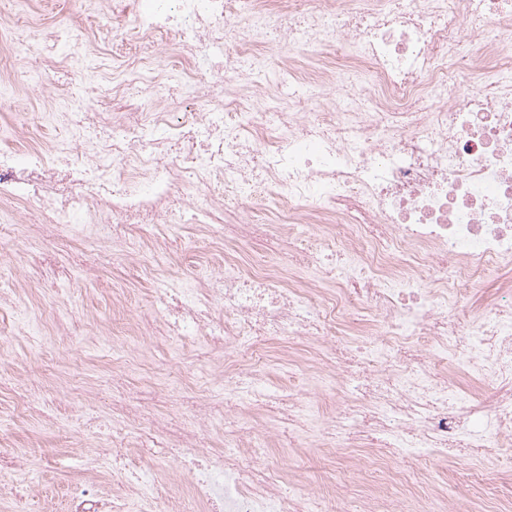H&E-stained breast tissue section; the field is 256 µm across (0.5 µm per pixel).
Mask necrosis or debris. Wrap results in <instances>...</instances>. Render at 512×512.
Masks as SVG:
<instances>
[{"label":"necrosis or debris","instance_id":"necrosis-or-debris-1","mask_svg":"<svg viewBox=\"0 0 512 512\" xmlns=\"http://www.w3.org/2000/svg\"><path fill=\"white\" fill-rule=\"evenodd\" d=\"M137 0L131 25L63 40L38 24L25 40L35 72L68 67L103 46L132 42L138 75L151 59L175 62L155 102L128 112H91L88 97L122 99L124 81L93 86L50 120L69 146L20 156L0 150V201L21 204L43 236L86 220L138 223L168 212L176 185L205 176L192 216L208 223L229 201L272 197L284 224H322L332 243L292 237L288 256L311 280L225 258L218 274L179 286L162 315L173 342L220 350L224 413L246 416L275 401L289 414L293 387L270 388L261 354L269 340L318 338L315 356L289 375L332 374L354 405L328 414L324 448L378 449L384 468L423 449L496 455L512 439V282L471 317L472 290L489 268L512 266V0ZM282 42L354 49L369 86L339 83L323 69L295 92L273 84L261 55ZM199 111L171 112L181 93ZM110 130L88 141L89 126ZM491 380L471 393L438 369ZM224 462L204 464L192 499L221 512H313L284 495L287 469H249L248 424L224 433Z\"/></svg>","mask_w":512,"mask_h":512}]
</instances>
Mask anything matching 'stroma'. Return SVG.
I'll use <instances>...</instances> for the list:
<instances>
[{
  "label": "stroma",
  "mask_w": 512,
  "mask_h": 512,
  "mask_svg": "<svg viewBox=\"0 0 512 512\" xmlns=\"http://www.w3.org/2000/svg\"><path fill=\"white\" fill-rule=\"evenodd\" d=\"M75 8L74 0H0V12H34L42 22L68 28L73 35L81 30L96 31L101 16L115 9L121 12V22H130L134 0H101L80 28L71 24ZM120 76L113 66L112 52L107 51L85 70L39 77L36 87L24 95L0 85V148L30 145L35 136L64 142L68 136L65 128L47 123L29 125L26 117L48 111L47 94L54 89L81 94L89 84ZM240 210L263 224V238L243 244L225 239L220 224H198L187 219L171 225L156 215H143L150 236L171 253L170 264L158 268L150 277L141 272L142 259L117 255L93 276L51 286L27 275L26 242L20 238L10 241L12 263L0 273V288L15 290L16 302L0 305V323H17L18 309H25L42 319L44 339L36 346L17 339L12 348L0 354V366L13 369L19 380L17 388L0 390V409L12 413L8 426L0 427V445L25 459L24 470L0 474V512H11L13 494L19 490L25 492L35 512H67L69 498L77 488L87 490L93 498L122 497L127 512H145L132 491L140 468L153 471L157 492L176 497L191 495L192 479L183 467L188 451L179 445L176 434L190 425L191 404L196 397L207 396L215 415L203 438L209 452L223 454L222 357L197 351L173 360L167 337L157 334L142 351L154 371L152 379L143 382L135 376L113 373L106 348L112 342L129 339L133 316H153L157 281L177 283L190 270L208 273L214 268L216 248L235 254L248 266L261 264L270 247L287 254L288 231L278 223L266 202H246ZM116 288L124 292L118 306L112 303ZM61 309L69 319V333L65 336L58 335L54 327L56 313ZM80 388L90 396L93 411L77 412L59 428L42 429L28 413L18 409L21 402L35 399L41 390L51 391L56 399L68 400ZM131 394L138 395L154 416L167 418L171 433L160 436L141 423H130L133 436L124 450L130 467L115 475L99 465L100 444L110 426L121 424L119 407ZM295 430L294 422L282 420L274 446L256 460L262 467L289 466L292 475L283 485L284 492L311 489L328 497L336 473L354 468L372 473L369 483L361 487V494L384 495L398 490L397 482L376 472L374 449L366 448L359 455L348 457L319 446L312 436L304 447L297 448L292 444ZM75 438L82 443V459L78 462L70 458L71 441ZM399 463L419 482L447 488L458 507L476 501L495 512L512 503V442L505 444L492 462H478L471 453L454 450L444 459L434 455L404 456Z\"/></svg>",
  "instance_id": "stroma-1"
}]
</instances>
